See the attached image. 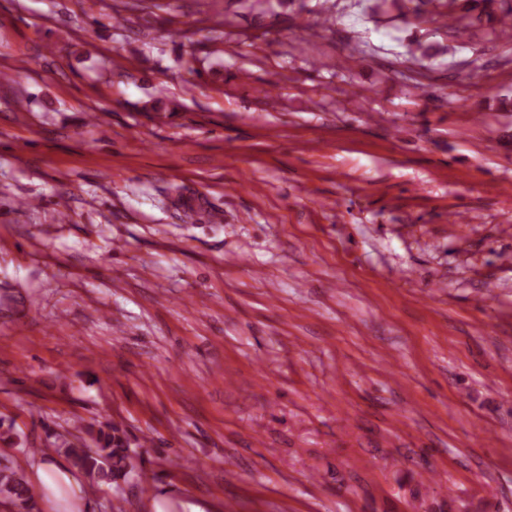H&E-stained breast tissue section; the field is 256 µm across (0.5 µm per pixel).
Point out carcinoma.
I'll list each match as a JSON object with an SVG mask.
<instances>
[{"label":"carcinoma","instance_id":"carcinoma-1","mask_svg":"<svg viewBox=\"0 0 512 512\" xmlns=\"http://www.w3.org/2000/svg\"><path fill=\"white\" fill-rule=\"evenodd\" d=\"M85 433L90 442L75 444L64 435H57L58 447L64 449L74 467L91 481L115 484L127 479L133 471L129 449L131 440L127 433L114 423H104ZM34 494L25 477L7 466L0 467V501L17 509L32 512Z\"/></svg>","mask_w":512,"mask_h":512}]
</instances>
